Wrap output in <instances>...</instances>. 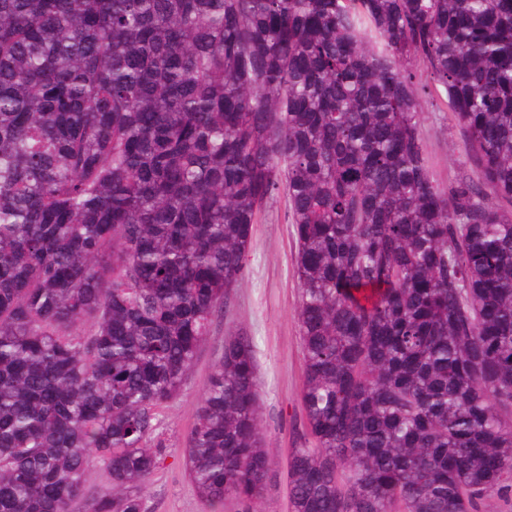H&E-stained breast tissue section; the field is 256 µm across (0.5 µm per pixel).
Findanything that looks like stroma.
Here are the masks:
<instances>
[{"label":"stroma","instance_id":"35a3bbf8","mask_svg":"<svg viewBox=\"0 0 512 512\" xmlns=\"http://www.w3.org/2000/svg\"><path fill=\"white\" fill-rule=\"evenodd\" d=\"M422 107L420 131L434 180L449 187L456 180L475 177V170L463 163V134L442 88L430 87ZM295 252L287 198L281 195L261 210L243 278L198 349L180 394L160 413L159 434L167 449L143 492L145 512H210L188 476L183 442L196 421L201 395L225 337L241 332L254 342L261 426L271 460L265 491L248 507L253 512H290L287 463L291 450L304 440L300 403L304 356ZM248 507L228 498L217 512H244Z\"/></svg>","mask_w":512,"mask_h":512}]
</instances>
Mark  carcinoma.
<instances>
[{"instance_id":"carcinoma-1","label":"carcinoma","mask_w":512,"mask_h":512,"mask_svg":"<svg viewBox=\"0 0 512 512\" xmlns=\"http://www.w3.org/2000/svg\"><path fill=\"white\" fill-rule=\"evenodd\" d=\"M420 64L477 182L430 173ZM282 190L291 512L512 490V0H0V512H72L98 459L88 512H144L159 413ZM183 454L210 506L260 498L252 337ZM109 486V477L105 465L95 461L85 475V487L89 494L105 490Z\"/></svg>"}]
</instances>
